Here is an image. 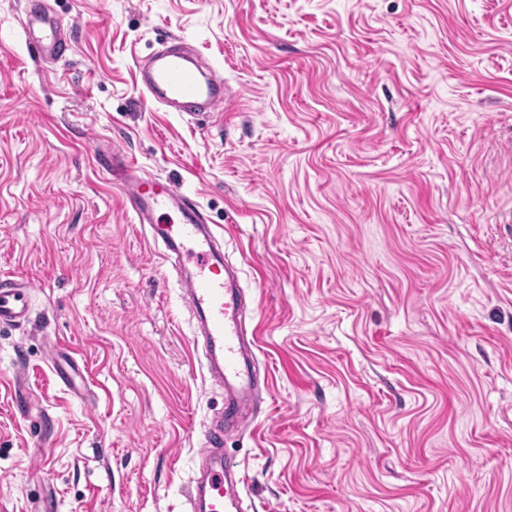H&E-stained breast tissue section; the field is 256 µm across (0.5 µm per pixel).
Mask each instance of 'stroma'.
<instances>
[{"label":"stroma","instance_id":"35a3bbf8","mask_svg":"<svg viewBox=\"0 0 512 512\" xmlns=\"http://www.w3.org/2000/svg\"><path fill=\"white\" fill-rule=\"evenodd\" d=\"M24 7L0 0V277L32 288L0 327V512H189L224 407L108 148L183 183L239 271L248 512H512V0H51L56 65ZM168 35L223 72L218 112L144 99ZM26 2V22L23 31L29 54L47 63L67 59L72 50L67 27L51 14L45 0ZM35 30L38 35H35Z\"/></svg>","mask_w":512,"mask_h":512}]
</instances>
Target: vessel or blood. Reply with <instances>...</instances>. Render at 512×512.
<instances>
[{"mask_svg":"<svg viewBox=\"0 0 512 512\" xmlns=\"http://www.w3.org/2000/svg\"><path fill=\"white\" fill-rule=\"evenodd\" d=\"M25 42L29 54L48 63L67 59L72 50L64 23L51 14L46 0H26ZM137 74L151 100L193 118L217 111L223 103L224 77L216 67L201 71L181 39L171 36L161 50L137 62ZM112 180L136 223L147 227L164 262L191 263L193 272L182 283L185 298L204 325V369L209 380L223 387L225 413L244 419L246 410L266 394L244 370L246 342L244 305L238 285L217 262L218 242L202 211L179 183L145 173L120 151L108 157ZM174 213L175 221L160 222L159 213ZM31 315L30 289L0 281V325L23 324ZM198 460L203 482H192L191 512H244L243 465L224 453V423L212 421L203 432Z\"/></svg>","mask_w":512,"mask_h":512,"instance_id":"vessel-or-blood-1","label":"vessel or blood"}]
</instances>
